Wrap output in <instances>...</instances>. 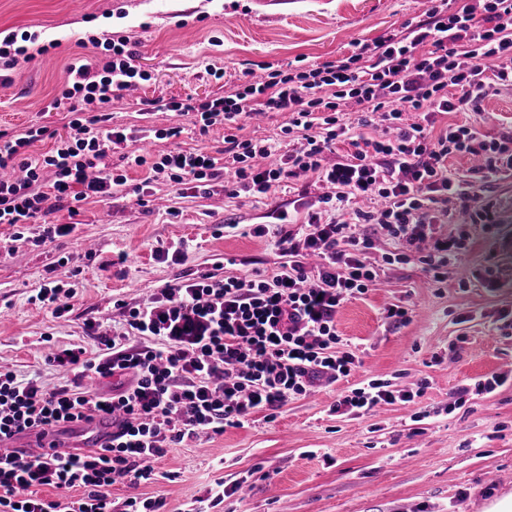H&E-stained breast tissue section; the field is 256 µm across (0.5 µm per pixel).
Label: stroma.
I'll return each instance as SVG.
<instances>
[{
    "instance_id": "35a3bbf8",
    "label": "stroma",
    "mask_w": 512,
    "mask_h": 512,
    "mask_svg": "<svg viewBox=\"0 0 512 512\" xmlns=\"http://www.w3.org/2000/svg\"><path fill=\"white\" fill-rule=\"evenodd\" d=\"M427 0H0V30L29 29L41 40H60L56 54L20 62L11 81L0 82V130L32 123L66 135L62 113L48 111L67 76L77 41L95 34L135 42L149 79L112 101V123L138 124L141 102L170 97L205 100L233 91L245 71L261 64L287 69L302 59L315 64L348 55L354 41H371L421 17ZM447 122L481 123L485 132L512 130V90L483 102L481 114L451 112ZM224 146V128L206 136L144 142L127 153L174 148L205 152ZM145 183L143 197L118 195L77 212L48 199L49 218L74 225L69 236L37 248L15 240V226L0 224V371L39 377L53 387L62 374L47 358L61 348L85 347L95 356L90 326L111 332L123 317L116 301L136 305L177 279L199 271L241 276L279 274L288 258L275 234L255 236L279 210L304 220L319 207L327 185L300 177L261 198L180 191L166 179L146 182V168L127 171ZM492 194L499 222L440 224L436 233L469 234L468 251L434 282L419 261L386 263L397 243L376 224L359 225L373 243L369 261L379 285L343 303L336 329L362 363L339 382L314 387L288 401L275 418L258 411L239 427L171 445L156 469L163 477L137 486L116 485L115 500L162 499L164 512H185L215 480L243 482L244 493L226 497L210 512H486L512 494V334L499 331L500 314L512 310V174ZM183 242L185 258L158 256L159 247ZM493 267L495 288L481 276ZM76 289L73 308L58 316L34 302L44 284ZM408 308L409 320L391 326L386 307ZM507 382L489 394L466 396L491 372ZM414 392L410 402L371 414L333 413L348 389L371 379Z\"/></svg>"
}]
</instances>
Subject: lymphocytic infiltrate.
<instances>
[{
    "label": "lymphocytic infiltrate",
    "mask_w": 512,
    "mask_h": 512,
    "mask_svg": "<svg viewBox=\"0 0 512 512\" xmlns=\"http://www.w3.org/2000/svg\"><path fill=\"white\" fill-rule=\"evenodd\" d=\"M92 59L74 58L53 109L66 112L67 137L43 125L0 132V169L20 168L22 177L0 179V224H38L41 246L71 233L50 225L48 196L72 204L103 200L126 187V170L147 166L183 191L213 192L225 168L234 181L229 194L262 196L286 180L316 175L331 188L323 202L329 217L309 214L308 232L288 231L289 212L276 215L279 244L288 264L274 278L253 272L216 278L202 273L160 290L149 302L121 305L122 331L96 336L98 353L61 350L54 361L66 378L53 388L36 379L0 372V440L31 431L66 432L98 418H112V443L69 456L0 455V512H160V499L130 497L114 505L117 484L152 482L154 463L171 444L225 427L262 411H276L321 381L349 376L359 358L339 350L336 312L365 295L377 274L366 254L369 237L354 224H377L407 248L432 240L420 261L434 280L465 250L464 238H436L434 226L461 216L494 226L497 206L490 184L512 171V132L497 137L474 123L437 127L448 112H478L490 92L512 89V0H429L421 19L370 41H357L350 55L285 71L269 70L230 94L207 101L172 98L151 102L173 112L178 124L155 131L179 138L186 126L208 132L222 125L223 156L178 150L153 159L125 154L131 135L111 127L117 92L147 80L130 38L89 36ZM58 41L37 33L0 35V81L10 80L21 60L46 54ZM284 112L277 139L245 137L248 118ZM419 120H409V113ZM53 146L32 155L36 143ZM346 151H337V143ZM120 154L122 167L102 161ZM475 159L469 174L455 176L453 156ZM383 200L364 211V197ZM353 221H346L345 212ZM119 377L111 395L84 381ZM390 381L373 379L337 400L338 413L366 414L381 405L412 400ZM82 488L73 496V488ZM53 489L50 497L42 489Z\"/></svg>",
    "instance_id": "f902f5d3"
}]
</instances>
